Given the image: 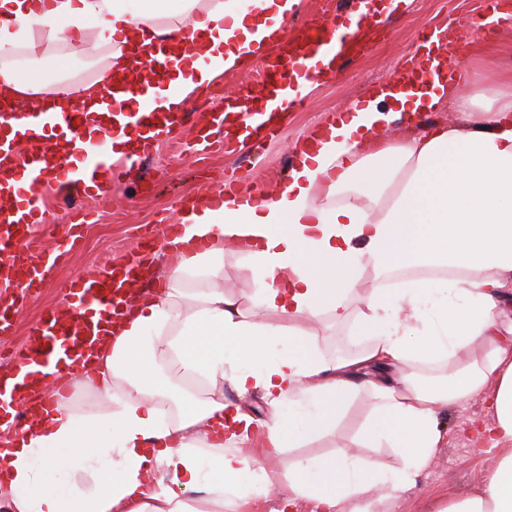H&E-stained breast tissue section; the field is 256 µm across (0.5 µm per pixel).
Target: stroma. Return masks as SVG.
I'll list each match as a JSON object with an SVG mask.
<instances>
[{"label": "stroma", "mask_w": 512, "mask_h": 512, "mask_svg": "<svg viewBox=\"0 0 512 512\" xmlns=\"http://www.w3.org/2000/svg\"><path fill=\"white\" fill-rule=\"evenodd\" d=\"M483 13L484 0H412L374 35L368 52L344 66L333 79L310 90L304 106L289 112L276 136L262 145L246 141L236 144L232 151L212 153L199 161L183 150L184 143L193 137L192 128H179L152 157L131 169L121 185L113 187L111 206L99 210L95 223L85 229L81 253L56 269L52 278L43 283L37 298L24 301L14 310L13 333L0 338V347L8 351L22 346L41 314L62 304L71 279L93 274L109 264H120L126 251L137 244L140 227L155 224L163 214H176L181 197L205 194L220 178L229 175L241 178L255 192L273 193L288 174L292 145L305 141L330 114L345 112L366 96L371 86L396 77L418 49L422 31L473 23ZM16 58L26 72L39 79L90 78L99 68L97 58L71 53L63 46L34 55L20 50ZM259 78L254 68L243 74H225L188 109H222L225 98L235 96L241 85L256 83ZM248 262L243 247L225 245L224 270L246 308L252 306L259 288L253 278L240 272ZM310 327L325 355L344 350L352 354L369 343L352 316L339 324L326 316L311 322ZM373 407V399L359 393L333 432L304 447L286 450L285 459L335 452L366 457L388 469L399 467L400 461L390 448H370L363 441ZM485 413L478 398L440 407L437 416L443 433L441 448L413 487L381 502L376 512H441L450 499L478 489L500 453L499 448L489 444L477 446L469 431L470 421L484 419Z\"/></svg>", "instance_id": "35a3bbf8"}]
</instances>
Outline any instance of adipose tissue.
Returning a JSON list of instances; mask_svg holds the SVG:
<instances>
[{"label":"adipose tissue","mask_w":512,"mask_h":512,"mask_svg":"<svg viewBox=\"0 0 512 512\" xmlns=\"http://www.w3.org/2000/svg\"><path fill=\"white\" fill-rule=\"evenodd\" d=\"M299 4L253 0L237 13L230 0H0V91L97 112L113 71L140 64L131 45L184 35L182 70L163 102L180 112L222 75L270 56ZM44 43L110 52L90 81H36L2 60ZM444 105L458 122L389 140L402 115ZM294 155L271 194L180 209L165 293L133 310L81 381L97 395L95 408L60 404L0 449V512H199L202 504L236 512L273 492L288 506L372 512L373 486L396 496L429 466L442 444L439 406L474 398L485 403L481 428L501 452L481 489L443 512H512V340L502 334L512 288V81L461 54L454 75L430 91L380 84ZM200 241L210 244L202 254ZM228 243L246 244L262 285L248 311L224 287ZM204 256L209 286L186 287ZM396 261L447 274L364 293L356 315L367 348L324 357L310 321L346 319L360 270ZM477 343L482 357L465 362ZM424 353L448 359L442 383H418L410 371ZM176 380L262 389L271 458L334 430L353 395L367 392L375 400L369 434L390 442L402 466L304 456L278 484L262 459L238 449L252 417L231 411L220 394L173 396Z\"/></svg>","instance_id":"obj_1"}]
</instances>
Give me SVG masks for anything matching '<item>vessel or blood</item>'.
<instances>
[{"mask_svg": "<svg viewBox=\"0 0 512 512\" xmlns=\"http://www.w3.org/2000/svg\"><path fill=\"white\" fill-rule=\"evenodd\" d=\"M499 2L488 0L479 24L458 25L459 38L470 44L494 31ZM378 12L377 0H369L366 13L358 16L337 0L333 9L304 24L283 52L265 63L263 93L241 94L246 107L236 112L234 131H226L225 113L208 110L195 115V136L188 150L196 155L231 150L240 132L264 142L277 122L279 104L292 109L303 105L306 98L301 90L306 84L334 78L340 67L369 49L368 36L378 26ZM158 51L161 58L150 69L113 77V93L130 95L133 102L125 112L79 108L52 112L0 95V194L12 201L11 209L0 213V281L13 284L19 294H30L63 258L80 249L83 228L93 217L92 212H78L53 248L44 252L42 266H33L30 259L40 250L32 229L45 221L44 198L77 190L98 205L109 204L113 182L126 175L130 163L151 155L185 120V113L165 111L145 91L150 84L164 82L167 71L181 64L184 47L162 44ZM451 63V58L439 54L427 57L424 64L402 73L399 86L417 92L431 89ZM119 138L125 139L128 149L118 157L109 144ZM145 261V253L136 247L127 253L122 272L107 268L95 277L71 280L67 305L47 310L22 347L1 366L15 379L9 410L0 413L1 423L21 431L35 409L64 402L70 376L89 374L88 360L110 326L125 315L129 285ZM93 308L99 309V319L87 317V310Z\"/></svg>", "mask_w": 512, "mask_h": 512, "instance_id": "vessel-or-blood-1", "label": "vessel or blood"}]
</instances>
